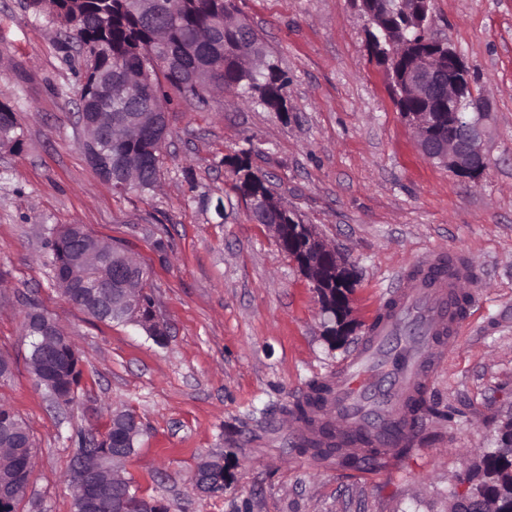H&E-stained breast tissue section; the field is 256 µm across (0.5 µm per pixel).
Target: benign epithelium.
<instances>
[{"mask_svg": "<svg viewBox=\"0 0 512 512\" xmlns=\"http://www.w3.org/2000/svg\"><path fill=\"white\" fill-rule=\"evenodd\" d=\"M439 52L416 63L410 71L405 86L398 89L401 96L416 95L432 99L437 95L448 97V113L407 112L405 117L414 129L424 154L432 161L445 166L457 176L478 181L486 170L482 119L487 103L484 95L476 90L471 70L462 57L444 39H434ZM85 61L81 73V105L94 111V115L82 111L79 125L82 128L80 145L89 164L118 191L141 185L144 162L134 158L123 162L118 169L112 168V153L108 141L115 130H128L137 135L152 138L164 144L169 135L167 112L151 102L147 87L152 83V73L146 69L129 75L121 69L102 72L94 69V55L82 50ZM121 87V100L112 105V85ZM293 230L303 244V253L294 258L301 274L318 293L320 303L326 304L328 288L344 283L347 269L336 248L324 241L312 224H292ZM73 229L87 236L81 249L70 259L71 274L62 282L64 288H85L87 295L98 305L120 310L135 321L139 304L135 294L136 284L143 269L127 256L113 260L112 249L103 244L90 230L80 224ZM24 336L29 339L28 364L42 363L49 357L55 345L68 340L63 330L38 308L28 310ZM38 386L44 388L58 404L66 405L74 392L57 393L51 381L41 373H33ZM22 434L15 423L0 424V448L14 451L13 445ZM112 447V440L99 436L85 453L72 464L79 481L76 502L79 512H98L112 505V512H152L155 503L129 491L125 480L113 470L114 463L127 458L124 452L96 451L100 445ZM222 456L208 461L198 469L195 486L199 493H220L218 485L210 476ZM18 481L12 472L0 473V503L14 502Z\"/></svg>", "mask_w": 512, "mask_h": 512, "instance_id": "obj_1", "label": "benign epithelium"}]
</instances>
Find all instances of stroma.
<instances>
[{
	"mask_svg": "<svg viewBox=\"0 0 512 512\" xmlns=\"http://www.w3.org/2000/svg\"><path fill=\"white\" fill-rule=\"evenodd\" d=\"M237 4L288 77L287 116L231 93L202 109L172 94L159 187L119 193L79 144L76 45L61 44L27 0H0V103L24 130L21 150L0 152V355L14 363L0 401L37 448L17 512H74L78 439L124 410L142 434L123 474L166 512H448L512 415V0H432L431 35L458 51L489 102L488 165L475 182L424 155L351 0ZM245 149L353 270L347 344L329 343L311 284L234 191L224 160ZM66 224L150 268L165 345L91 318L58 291L50 241ZM440 249L467 256L480 283L425 396L413 452L390 474L314 459L289 407L366 336L401 273ZM32 302L79 349L69 405L29 370L21 321ZM218 454L234 481L199 495L198 466Z\"/></svg>",
	"mask_w": 512,
	"mask_h": 512,
	"instance_id": "stroma-1",
	"label": "stroma"
}]
</instances>
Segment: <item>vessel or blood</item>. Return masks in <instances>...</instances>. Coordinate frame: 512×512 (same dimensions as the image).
Segmentation results:
<instances>
[{"label": "vessel or blood", "mask_w": 512, "mask_h": 512, "mask_svg": "<svg viewBox=\"0 0 512 512\" xmlns=\"http://www.w3.org/2000/svg\"><path fill=\"white\" fill-rule=\"evenodd\" d=\"M474 281L463 257L438 251L404 272L364 338L326 381L323 420L335 423L345 450L365 443L397 459L408 425L409 398L427 391L462 324L453 301Z\"/></svg>", "instance_id": "1"}]
</instances>
